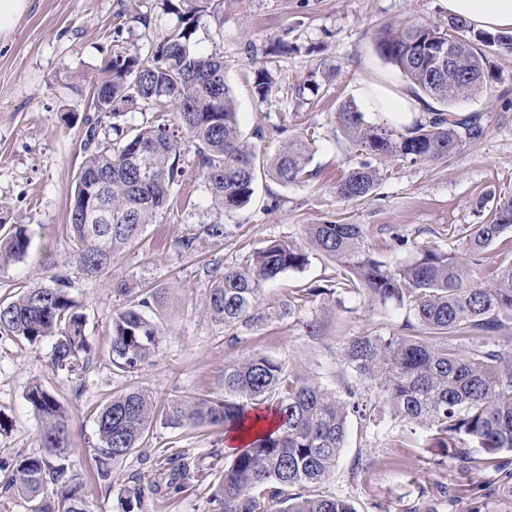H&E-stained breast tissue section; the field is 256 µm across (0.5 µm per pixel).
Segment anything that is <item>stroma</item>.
<instances>
[{
	"mask_svg": "<svg viewBox=\"0 0 512 512\" xmlns=\"http://www.w3.org/2000/svg\"><path fill=\"white\" fill-rule=\"evenodd\" d=\"M124 0H30L13 33L0 38V224H25L35 233L33 247L20 262L0 267V300L10 301L20 286L44 276V264L71 276V294L86 318L91 348L82 379L55 373L49 365L51 340L19 349L0 338V415L12 426L0 435V460L14 463L38 450L39 423L25 400L27 385L41 381L68 409L73 424L74 461L89 466L96 439L95 409L131 388L156 401L200 397L214 391L225 361L259 350L284 357L291 369L336 389L352 374L339 360L343 342L367 331L389 334L413 320L405 307L369 310L364 297L314 298L290 315L284 302L299 290L327 286L334 263L311 252L304 270L289 271L260 296L268 318L232 337L206 313L214 274L240 266L271 239L304 242V227L335 221L361 224L376 257L397 266L428 245L456 250L452 224H475L477 197L486 191L512 192V52L492 51L486 91L457 103L456 111L482 113L485 137L464 144L448 158L390 164L374 193L358 202L337 198L335 186L359 162L349 148L336 113L345 101L360 102V88L385 82L400 89L402 74L377 50L381 25L407 20L441 24L448 20L445 0H225L224 23L200 22L197 47L224 56V76L236 98L242 132L255 139L259 156H271L304 126L320 138L309 165L311 179L283 187L260 180L250 204L216 218L192 155H185L184 183L174 188L167 210L148 225L137 246L120 251L103 282L77 275L67 260L71 242L67 208L83 160L84 117L90 87L112 49L115 17ZM285 41L284 55L269 53ZM255 55H246L245 44ZM266 69L275 88L266 99L253 91L257 69ZM315 74L318 93L295 99L291 92ZM80 92H73V85ZM224 236H201L194 256L181 255L177 242L191 230L215 221ZM165 288L164 335L153 356L138 370L112 371L105 357L112 315L125 303L114 288ZM318 321V338L307 335V321ZM147 448L188 451L209 465L212 449L223 448L219 426L154 427ZM495 468L480 463L469 472L454 459L435 458L397 420L364 430L350 414L344 448L323 492L349 498L358 512H512V501L476 497L474 488L492 482ZM208 485L164 497L148 496L147 512H211Z\"/></svg>",
	"mask_w": 512,
	"mask_h": 512,
	"instance_id": "obj_1",
	"label": "stroma"
}]
</instances>
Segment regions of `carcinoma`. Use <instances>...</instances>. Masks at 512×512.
I'll return each instance as SVG.
<instances>
[{
    "mask_svg": "<svg viewBox=\"0 0 512 512\" xmlns=\"http://www.w3.org/2000/svg\"><path fill=\"white\" fill-rule=\"evenodd\" d=\"M171 18L150 53L143 56L113 40L110 56L95 79L94 115L85 118L84 160L68 210L72 242L68 263L84 279L100 281L121 250L136 245L147 225L162 213L171 191L182 184L181 157L193 153L199 176L222 217L246 207L259 178L282 186L303 184L313 158L312 130L288 140L270 164L257 162L255 149L239 130L238 112L224 79V56L196 49L204 16L221 25L224 0H158ZM140 0L118 14L148 28L151 16ZM465 21L448 19L431 25L409 21L381 29L377 48L415 91L443 105L414 119L397 132L371 125L351 101L337 112L349 145L365 156L336 184V197L356 202L370 196L396 160L435 161L476 143L487 130L479 112L446 109L474 98L490 77L488 50H512V35L480 31L470 36ZM271 75L255 72L254 92L267 98ZM140 104L152 107L149 121L135 129L121 124ZM172 106L173 111L165 110ZM111 120L115 138H100L102 120ZM477 224L453 229L461 241L457 252L426 246L412 261L390 267L366 246L362 224H307L304 234L323 256L336 263L331 289L308 288L285 304L294 311L310 299L334 294L361 295L370 308L407 306L416 323L385 336L377 331L350 337L341 350L344 366L362 388L332 390L289 369L288 360L253 351L224 363L217 391L201 397L154 404L152 395L132 389L114 395L96 415V441L90 460L100 483L111 484L115 465L143 447L156 424L167 428L221 425L224 434L249 439L224 460L211 484L214 512H358L352 501L319 488L331 478L347 435L349 411L365 429L376 428L390 414L410 432L422 433V446L461 464L474 463L471 449L496 464L500 479L494 491L512 496V467L498 460L512 452V348L498 344L512 320V261L493 282L478 276L481 254L512 232V194L480 197ZM33 233L24 224L0 225V266L24 259ZM309 252L289 240H270L249 263L227 266L214 276L207 302L211 318L233 331L266 320L260 309L262 289L289 270H302ZM69 277L54 274L33 280L17 297L0 303V335L24 347L55 342L53 370L81 375L88 352L86 319L71 297ZM126 304L112 316L108 365L132 372L148 361L163 330L159 301L164 291L118 288ZM476 339L465 351L453 341ZM25 400L39 420L40 451L24 455L6 476L3 489L24 496L27 512H90L86 474L72 460L71 420L65 405L42 384L33 383ZM163 477L155 490L182 491L200 482V462L186 452L155 459ZM55 486L56 500L38 498ZM122 512H145L143 476L132 474L120 488Z\"/></svg>",
    "mask_w": 512,
    "mask_h": 512,
    "instance_id": "cac0c4a2",
    "label": "carcinoma"
}]
</instances>
